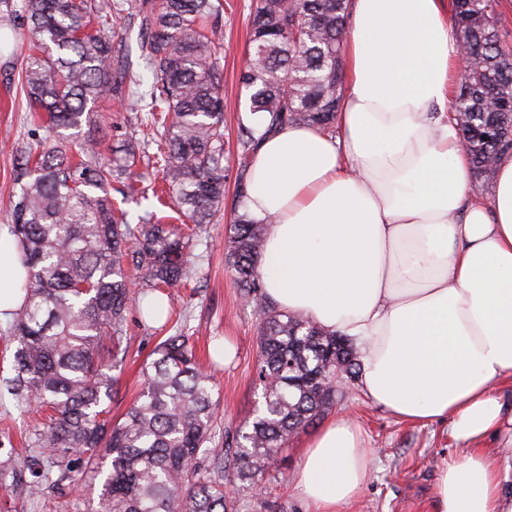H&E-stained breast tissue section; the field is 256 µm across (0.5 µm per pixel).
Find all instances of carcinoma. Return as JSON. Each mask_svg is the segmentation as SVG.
Masks as SVG:
<instances>
[{"instance_id":"obj_1","label":"carcinoma","mask_w":512,"mask_h":512,"mask_svg":"<svg viewBox=\"0 0 512 512\" xmlns=\"http://www.w3.org/2000/svg\"><path fill=\"white\" fill-rule=\"evenodd\" d=\"M458 40L472 68L455 95L457 124L468 141L473 177L490 176L512 151V54L504 51L492 0H453ZM137 17L144 69L112 60L110 26ZM25 31L29 56L22 89L28 111L55 135L51 145L17 150L21 193L10 233L26 278L11 312L17 342L14 375L0 379L23 413L46 412L34 447L0 445V489L86 487L103 477L96 512H239L227 483L255 488L278 451L343 395L328 387L360 372L346 336L278 310L260 272L266 226L276 222L236 211L224 238L225 258L260 319L256 374L262 408L235 438L229 458L213 448V378L190 337L160 341L145 366V385L122 420L104 417L112 401L110 371L123 365L131 294L176 288L191 264L189 240L147 211L131 224L112 201L143 193L132 173L105 160L100 140L83 132L89 104L111 91L145 102L165 193L180 216L206 224L224 207V76L220 6L214 0H0V17ZM349 0H253L251 50L239 72L249 92L239 120L241 166L259 142L287 126L334 131L342 102Z\"/></svg>"}]
</instances>
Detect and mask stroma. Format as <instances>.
Wrapping results in <instances>:
<instances>
[{"label":"stroma","mask_w":512,"mask_h":512,"mask_svg":"<svg viewBox=\"0 0 512 512\" xmlns=\"http://www.w3.org/2000/svg\"><path fill=\"white\" fill-rule=\"evenodd\" d=\"M224 52V166L228 176L224 207L202 225L191 240L197 261L185 284L173 298L166 327L146 322L138 307H131L126 324L128 357L112 370L114 379L108 417L119 420L144 385L143 369L153 358L155 346L176 328H185L193 338L202 361L212 362L215 377V429L217 437L246 430L262 403L257 380L259 319L247 303L225 259L226 219L237 209L235 182L239 173L237 123L247 106V91L239 82V69L250 47L248 17L251 0H221ZM6 48L0 49V225L10 220L19 186L15 180V157L19 145L48 142L49 132L34 120L25 103L21 71L27 44L9 27L0 28ZM103 142L105 158H120L128 144H139L152 130L126 111L111 93L98 101L89 128ZM236 347L231 363L215 361V350L224 341ZM331 415L347 414L361 426L371 456V475L358 496L342 512H434L436 475L446 461L460 457L462 449L448 435L447 424L427 426L398 421L388 411L369 401L359 385L341 397ZM41 427L37 415L21 416L11 398L0 400V438L13 446L27 447ZM302 431L276 456L270 468L272 482L262 494L239 491L241 512H310L293 488L300 452L309 438Z\"/></svg>","instance_id":"1"}]
</instances>
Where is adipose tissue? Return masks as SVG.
<instances>
[{"label": "adipose tissue", "mask_w": 512, "mask_h": 512, "mask_svg": "<svg viewBox=\"0 0 512 512\" xmlns=\"http://www.w3.org/2000/svg\"><path fill=\"white\" fill-rule=\"evenodd\" d=\"M345 94L332 137L288 127L245 175L268 225L261 272L284 312L360 348L364 395L400 421H448L465 454L443 464L435 512H506L483 442L512 407V155L474 195L453 119L460 45L442 0H351ZM357 422L328 419L295 478L315 512H341L369 475Z\"/></svg>", "instance_id": "adipose-tissue-1"}]
</instances>
